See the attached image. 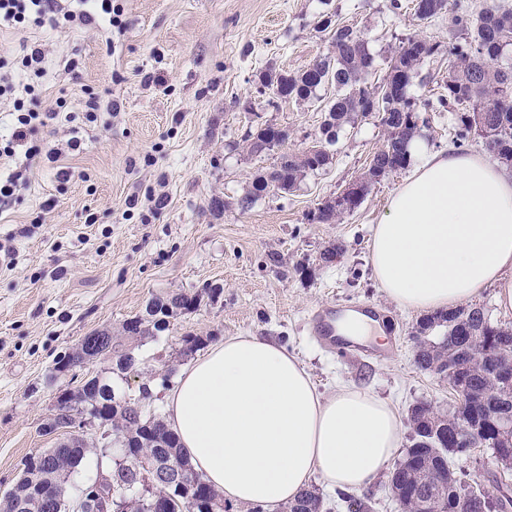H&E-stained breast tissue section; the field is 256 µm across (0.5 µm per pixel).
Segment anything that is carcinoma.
<instances>
[{
	"mask_svg": "<svg viewBox=\"0 0 512 512\" xmlns=\"http://www.w3.org/2000/svg\"><path fill=\"white\" fill-rule=\"evenodd\" d=\"M448 7V0H411L415 18L425 24ZM452 33L448 42V75L444 93L434 99H418L409 95V88L417 81H424L422 65L441 52V45L412 34L403 38L394 50L383 82L379 86L368 84V75L374 67V57L368 43L350 25L332 26L331 18L318 21L319 27L330 34L328 53L314 60L301 73L279 72L264 76V87L280 102H311L323 83L315 74L327 76L326 83L336 88V97L327 107L320 132L316 138L317 151L312 154L281 155L268 170L256 176L251 190L242 200L246 208L254 199L270 190H291L307 175L322 171L332 163L330 147L338 142L343 126L358 117L377 116L384 132L382 145L374 152L367 170L360 178L363 186L345 197L346 206L329 198L307 214L311 224H335L341 217L356 209L368 194L369 188L386 176L409 165L407 143L429 125L427 112H448L453 132L452 142L458 148L469 145L472 137L481 139L486 151L504 162L512 163V64H502L505 51L512 49V8L482 6L473 9L455 4L452 13ZM276 138L275 125L265 124L246 133L243 149L250 155L258 154L257 147ZM200 303L198 293H179L173 296H156L146 308V316H136L123 325L124 339L135 341L149 334V327H160L165 319L178 311H193ZM417 333L423 341L417 346L415 363L418 369L430 371L444 356L447 346L462 351L470 348V338L483 336L489 347L504 356L512 357V327L491 320L482 306H466L451 311H441L422 316L417 321ZM108 342L80 346L64 353L56 364L68 370L81 367L94 360L112 361V371L126 375L135 369L132 353L122 348L119 338L104 330ZM456 358L451 357L448 381H463L468 390L477 396L490 391L494 379L478 357L464 359L463 369L458 370ZM111 383L93 376L62 399L69 405L74 417L105 414L107 429L115 437L123 438L114 453L112 468L98 469L102 482L99 498L112 499V509L124 507L130 512H146L147 500L136 497L133 487L139 484V463L142 458L170 456L187 468L190 461L178 444L176 435L169 429L161 414L146 417L135 414L141 397L149 394V386H142L139 397L128 400L113 396ZM438 413L429 402H419L410 413L413 435L401 459L403 468L390 473L389 485L400 491L398 501L413 496L427 495L439 500L446 512H484L489 493L467 491L456 482H448L452 472L451 459L467 453L455 440L456 419L437 420ZM477 425L483 446L495 449L497 428L494 419L483 412L470 413ZM90 453L102 462L105 455L97 445L84 441L69 446L48 448L46 458H29L18 480L19 497L0 499V512H73L74 501L66 496L65 485L83 460ZM191 483L200 509L211 512L221 501L219 493L205 479L193 472ZM154 496L164 504L166 512H187L186 487L165 482L154 484ZM322 499L316 489L303 491L288 504L289 512H320Z\"/></svg>",
	"mask_w": 512,
	"mask_h": 512,
	"instance_id": "cac0c4a2",
	"label": "carcinoma"
}]
</instances>
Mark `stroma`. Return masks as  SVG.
I'll return each instance as SVG.
<instances>
[{
  "instance_id": "stroma-1",
  "label": "stroma",
  "mask_w": 512,
  "mask_h": 512,
  "mask_svg": "<svg viewBox=\"0 0 512 512\" xmlns=\"http://www.w3.org/2000/svg\"><path fill=\"white\" fill-rule=\"evenodd\" d=\"M125 25L109 36L93 27L0 32V58L20 39L41 43L47 72L36 89L40 108L61 116L33 143L61 150L58 162L28 171V188L0 213V246L13 252L0 267V493L21 474L31 453L57 446L43 426L68 378L56 359L97 330L120 334L156 296L201 293L196 311L169 317L166 328L133 342L138 362L116 387L137 393L147 412H165L163 379H176L195 358L182 350L191 333L215 344L258 335L284 346L319 391L353 385L386 399L411 436L410 410L426 401L452 410L446 379L414 363L412 331L419 312L389 301L369 265L372 231L406 178L390 174L362 204L334 224H311L307 213L366 171L382 145L374 117L346 125L333 160L293 190L272 191L249 208L240 200L277 152L251 156L245 132L265 123L284 128V152L310 148L333 86L309 103L271 104L261 79L272 70L297 73L327 54L317 22L353 26L374 56L370 82L385 75L400 38L420 33L447 44L451 16L418 24L390 0H114ZM76 69H68L69 60ZM104 103L95 122L85 101ZM79 149H69L72 128ZM69 170L60 180L59 169ZM223 201L216 210L215 201ZM334 261L321 255L333 246ZM216 296L203 295V287ZM330 310L372 311L391 340L386 356L339 355L317 342L313 320ZM465 487L493 491L500 470L491 449L453 458Z\"/></svg>"
}]
</instances>
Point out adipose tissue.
I'll list each match as a JSON object with an SVG mask.
<instances>
[{"label":"adipose tissue","mask_w":512,"mask_h":512,"mask_svg":"<svg viewBox=\"0 0 512 512\" xmlns=\"http://www.w3.org/2000/svg\"><path fill=\"white\" fill-rule=\"evenodd\" d=\"M409 154L413 168L370 248L385 296L433 312L493 286L512 310V169L484 153L432 150L419 137ZM166 406L193 467L233 505L294 500L316 473L334 489H365L401 442L390 404L352 385L320 394L295 357L257 335L194 359Z\"/></svg>","instance_id":"obj_1"}]
</instances>
